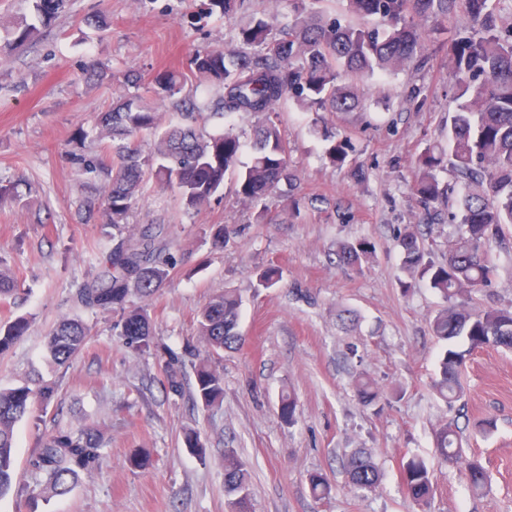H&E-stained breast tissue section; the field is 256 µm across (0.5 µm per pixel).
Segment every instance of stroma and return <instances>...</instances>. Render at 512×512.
Returning a JSON list of instances; mask_svg holds the SVG:
<instances>
[{
	"label": "stroma",
	"instance_id": "stroma-1",
	"mask_svg": "<svg viewBox=\"0 0 512 512\" xmlns=\"http://www.w3.org/2000/svg\"><path fill=\"white\" fill-rule=\"evenodd\" d=\"M207 0H64L39 39L15 51L0 50V180L16 185L15 200L0 203V264L12 268L20 292L1 308L0 322L23 315L30 327L0 356V385L49 384L58 397L35 404L15 429V479L29 482L27 462L42 438L59 427L97 428L105 442L101 466L84 473L62 497H0V512H225V449H235L251 473L254 512H411L402 484V460L425 459L435 495L426 512H512V352L479 350L466 360L462 409L448 407L431 388L443 345L428 319L443 305L426 282L403 291L398 236L418 227L426 249L442 259L457 227L442 203L425 212L411 193L415 161L425 148L447 142L448 60L438 39L425 40L426 61L416 70L386 76L365 97L361 111L314 113L286 103L281 128L298 175L296 196L306 198L292 216L287 197L275 199L274 220L259 224L252 209L224 189L198 211L184 210L177 194L148 182L134 210L136 230H162L178 264L146 309L157 355H140L116 337L115 312H92L74 297L95 276L90 253L106 247L113 229L82 224L76 205L87 174L72 154H99L91 130L96 113L130 92L129 74L159 70L186 74L184 93L197 83L189 59L203 47H227L235 30L265 0H246L232 17L208 14ZM103 12L106 29L85 26L84 16ZM104 63L109 76L88 84L82 68ZM347 135L352 164L332 166L323 156L324 127ZM369 172L357 182L353 163ZM226 225L223 243L213 225ZM361 239L376 250L359 268L338 265L341 244ZM498 277L476 294V306L512 308V249L495 253ZM279 266L276 286L257 275ZM243 298L242 347L225 351L224 403L205 410L186 390L167 391L168 374L188 387L191 363L204 353L199 311L217 294ZM355 317L352 331L343 316ZM65 317L91 328L81 354L66 365L51 361L44 338ZM366 373L385 394L380 406L360 404L351 385ZM295 398V423L278 409L281 395ZM492 417L495 430L474 424ZM457 420L467 458L490 474L481 495L472 494L463 469L443 465L434 428ZM206 439V458L183 445L186 430ZM148 449L150 464L129 465ZM356 448L372 451L380 470L375 492L358 497L346 489L344 462ZM319 472L331 484L323 500L311 496L307 478Z\"/></svg>",
	"mask_w": 512,
	"mask_h": 512
}]
</instances>
